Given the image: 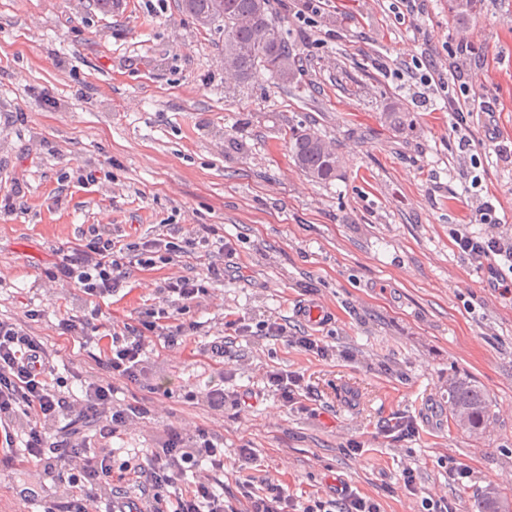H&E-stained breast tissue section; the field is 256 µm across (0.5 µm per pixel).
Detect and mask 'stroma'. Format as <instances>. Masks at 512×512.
Instances as JSON below:
<instances>
[{
  "label": "stroma",
  "instance_id": "1",
  "mask_svg": "<svg viewBox=\"0 0 512 512\" xmlns=\"http://www.w3.org/2000/svg\"><path fill=\"white\" fill-rule=\"evenodd\" d=\"M297 56L294 82L264 73L245 82L224 70V34L199 27L179 0H0V191L27 183L23 205L0 220V315L42 310L32 328L60 352L70 386L102 375L104 345L61 336L58 321L91 310L78 289L51 291L44 272L56 248L92 224L124 239L159 225H213L232 240L238 278L192 308L199 335L151 353L140 383L122 385L129 403L151 405L165 388L174 422L224 439L217 478L224 503L240 512L238 450L301 505H330L353 489L380 512H424L447 500L469 512L476 491L512 493V300L455 250V229L498 200L500 230L512 235V0H478L475 17L454 24L448 0H329L308 15L303 0H269ZM472 45L475 99L467 127L454 128L446 91L409 75L417 62L447 68L459 34ZM495 104L493 114L480 101ZM403 109L399 128L382 116ZM310 129L342 158L336 179L311 182L290 152ZM94 170L96 182L79 181ZM167 268L131 269L104 298L105 326L136 324L156 301ZM315 305L320 324L301 315ZM268 319L310 334L325 356L280 338L238 336L224 322ZM223 337L227 354L205 353ZM305 377L297 404L264 384L266 370ZM466 379L491 400L478 433L453 425L448 381ZM223 382L241 407L210 410L188 391ZM409 416L414 436L393 432ZM360 443L361 452L350 450ZM417 472L409 494L401 471ZM468 467L463 482L448 469ZM26 475L0 465V512H43Z\"/></svg>",
  "mask_w": 512,
  "mask_h": 512
}]
</instances>
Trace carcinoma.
Segmentation results:
<instances>
[{
  "label": "carcinoma",
  "instance_id": "obj_1",
  "mask_svg": "<svg viewBox=\"0 0 512 512\" xmlns=\"http://www.w3.org/2000/svg\"><path fill=\"white\" fill-rule=\"evenodd\" d=\"M475 6L476 0H451L453 21H467ZM181 7L196 18L209 17L211 24L224 23V58H234L242 80L262 70L279 80L284 60L292 76L299 74L292 49L270 15L268 0H181ZM243 14L254 17V24H237L235 17ZM290 148L297 167L314 182L332 180L342 165L340 155L328 151L322 136L311 130L292 135ZM448 402L453 422L462 429L477 430L489 418V397L469 381H450ZM470 512H512V496L496 488L482 490L473 496Z\"/></svg>",
  "mask_w": 512,
  "mask_h": 512
}]
</instances>
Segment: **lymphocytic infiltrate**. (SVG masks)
<instances>
[{"instance_id": "f902f5d3", "label": "lymphocytic infiltrate", "mask_w": 512, "mask_h": 512, "mask_svg": "<svg viewBox=\"0 0 512 512\" xmlns=\"http://www.w3.org/2000/svg\"><path fill=\"white\" fill-rule=\"evenodd\" d=\"M472 46L458 37L447 70L427 62L424 83L459 85L448 98V109L464 120L470 85L464 71ZM484 232L455 230L453 246L477 270L487 272L500 295H512V237L499 233L496 207L486 201L475 212ZM231 242L214 236L208 224H195L169 233L134 241L114 237L105 224L90 225L80 242L56 251L45 271L48 283L75 287L86 300L116 295L132 266L144 269L178 267L192 259L203 265L202 275H172L157 288L158 301L146 309L137 324H124L112 332L107 344L105 376L84 381L80 394L55 374L54 357L44 337L34 334L31 323L41 311L30 309L24 318L0 317V459L8 464H31L56 474L45 512H102L110 502L112 512H225L224 497L217 492L215 473L224 469V440L202 426L166 424L151 436L152 451L145 462L130 467V485L141 493L129 501L112 485V438L144 427L148 408L118 399V385L139 382L147 369L154 345L174 348L196 335L200 324L188 319L190 308L214 294L230 266ZM99 437L90 447V437ZM246 500L245 512H313L297 508L287 490L266 475L244 473L239 479Z\"/></svg>"}]
</instances>
